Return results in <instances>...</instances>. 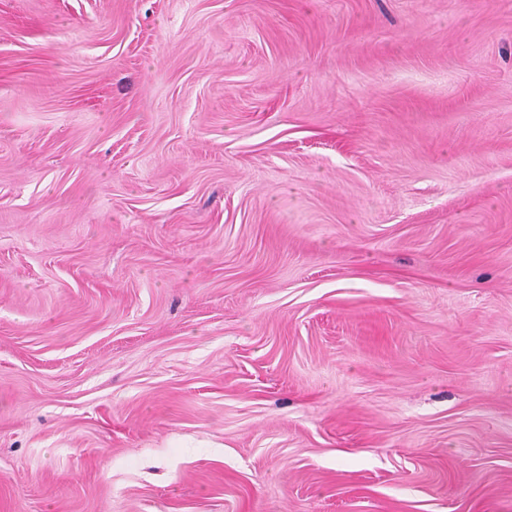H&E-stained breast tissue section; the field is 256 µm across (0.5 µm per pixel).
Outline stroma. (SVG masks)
Listing matches in <instances>:
<instances>
[{
  "mask_svg": "<svg viewBox=\"0 0 512 512\" xmlns=\"http://www.w3.org/2000/svg\"><path fill=\"white\" fill-rule=\"evenodd\" d=\"M0 512H512V0H0Z\"/></svg>",
  "mask_w": 512,
  "mask_h": 512,
  "instance_id": "1",
  "label": "stroma"
}]
</instances>
